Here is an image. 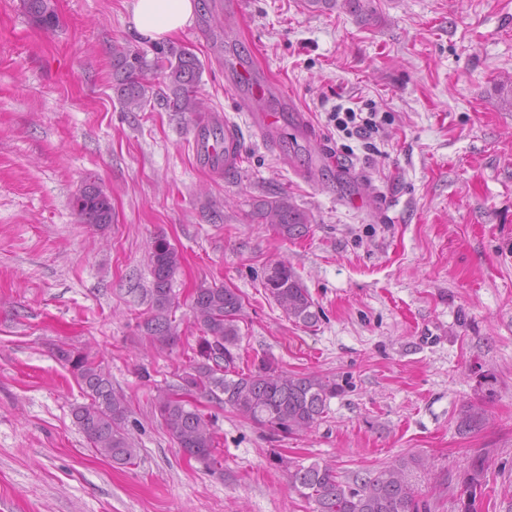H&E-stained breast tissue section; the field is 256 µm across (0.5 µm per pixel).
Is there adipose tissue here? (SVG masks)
<instances>
[{
  "label": "adipose tissue",
  "instance_id": "1",
  "mask_svg": "<svg viewBox=\"0 0 512 512\" xmlns=\"http://www.w3.org/2000/svg\"><path fill=\"white\" fill-rule=\"evenodd\" d=\"M196 0H132L131 27L146 40L171 39L191 25Z\"/></svg>",
  "mask_w": 512,
  "mask_h": 512
}]
</instances>
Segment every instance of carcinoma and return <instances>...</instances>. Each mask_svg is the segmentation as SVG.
Returning a JSON list of instances; mask_svg holds the SVG:
<instances>
[{
    "label": "carcinoma",
    "mask_w": 512,
    "mask_h": 512,
    "mask_svg": "<svg viewBox=\"0 0 512 512\" xmlns=\"http://www.w3.org/2000/svg\"><path fill=\"white\" fill-rule=\"evenodd\" d=\"M372 0H304L311 12L340 8L363 10ZM28 18L43 28L56 26L53 0H22ZM160 72L167 93L160 105L170 112L197 115L203 104L197 97L202 64L184 49H172L155 62L123 45L112 46L114 89L128 112L139 111L148 101L145 73ZM74 207L83 224L104 229L112 224V202L94 182L75 197ZM260 215L277 235L288 240L305 236L310 224L307 214L286 196H273L259 204ZM154 310L144 329L154 344L164 348L177 343L172 324L171 282L181 265V254L165 238H158L150 255ZM265 288L288 317L306 326L314 325L318 312L299 276L292 267L277 263L265 278ZM193 324L202 332L196 358L178 381L158 391L154 407L161 426L189 458L210 467L218 463L214 421L196 404L207 396L231 408L260 428L296 434L311 428L327 413L330 400L338 394V384L318 374L287 373L268 359L248 372L235 370L233 349L240 339L238 326L242 297L222 285H201L191 299ZM58 356L70 368L88 402L75 406L73 417L97 454L117 465H129L138 449L128 433L129 406L112 388L101 363L87 353L61 350ZM410 461L402 460L374 474L352 482L339 480L328 465L313 463L289 472L299 495L314 503V512H416L409 482Z\"/></svg>",
    "instance_id": "carcinoma-1"
}]
</instances>
